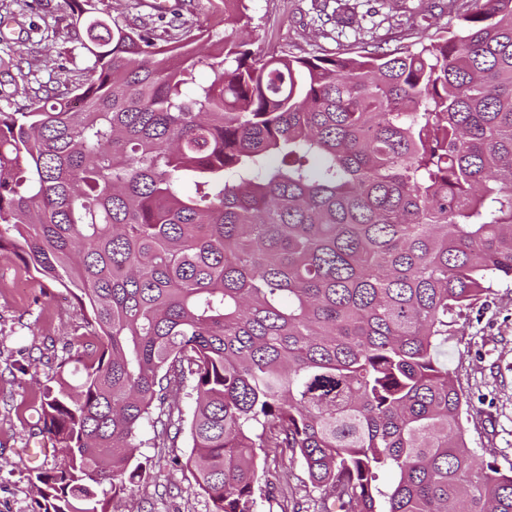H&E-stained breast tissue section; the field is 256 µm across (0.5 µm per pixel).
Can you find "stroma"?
Masks as SVG:
<instances>
[{"mask_svg": "<svg viewBox=\"0 0 512 512\" xmlns=\"http://www.w3.org/2000/svg\"><path fill=\"white\" fill-rule=\"evenodd\" d=\"M323 0H246L252 18L242 33L252 50L275 48L305 55L354 45L393 49L427 39L455 25L452 0H379L378 14L358 7V25L339 35L317 19ZM87 54L68 25L64 0H0V105L38 101L39 83L61 90L72 85ZM85 332L84 313L72 294L40 278L12 251L0 252V512H36L31 480L38 469L59 460L56 443L39 426L38 399L52 385L54 367ZM449 370L459 377L465 398L463 425L470 445L501 471L512 468V284L494 286L463 310L448 337ZM27 373H20V366ZM152 426H144L137 457L149 469L127 495L112 500L111 512H211L187 460V432L154 447ZM47 443L46 455L27 451ZM272 495L258 512H282L289 499L302 512H317L320 492L301 465L268 462Z\"/></svg>", "mask_w": 512, "mask_h": 512, "instance_id": "35a3bbf8", "label": "stroma"}]
</instances>
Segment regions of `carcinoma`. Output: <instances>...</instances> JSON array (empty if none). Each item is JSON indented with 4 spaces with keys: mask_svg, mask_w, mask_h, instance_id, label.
<instances>
[{
    "mask_svg": "<svg viewBox=\"0 0 512 512\" xmlns=\"http://www.w3.org/2000/svg\"><path fill=\"white\" fill-rule=\"evenodd\" d=\"M96 2L65 0L89 54L71 96L0 107V251L86 311L40 398L64 455L38 512H110L188 384L212 512H257L258 462L284 458L317 512H512L444 352L456 310L512 283V0H458L414 48L313 55L248 48L245 0H216V42Z\"/></svg>",
    "mask_w": 512,
    "mask_h": 512,
    "instance_id": "carcinoma-1",
    "label": "carcinoma"
}]
</instances>
